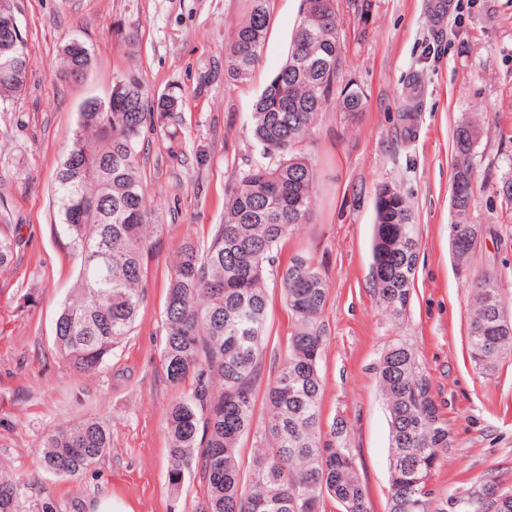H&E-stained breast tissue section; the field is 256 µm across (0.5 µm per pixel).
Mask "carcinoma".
Here are the masks:
<instances>
[{
	"label": "carcinoma",
	"mask_w": 512,
	"mask_h": 512,
	"mask_svg": "<svg viewBox=\"0 0 512 512\" xmlns=\"http://www.w3.org/2000/svg\"><path fill=\"white\" fill-rule=\"evenodd\" d=\"M268 26L267 0H248L246 17L227 43L226 78L251 77ZM342 55L336 0H302L285 63L251 113L263 161L237 174L226 192L224 223L211 225L204 245L185 243L171 270L160 358L171 385L192 383L167 412L168 477L175 491L186 477L200 478L195 512H321L327 499L339 512H372L350 449L337 444L346 429L338 433L333 423L322 432L319 360L328 286L322 265L306 253L278 271L292 332L285 360L266 387L264 447L252 458L247 483L239 462L241 441L255 422L256 383L267 347L265 274L279 244L309 219L314 172L301 147L335 91ZM91 65L92 57L69 44L60 51L63 76ZM28 67L27 55L0 46V104L20 95ZM180 105L178 95L152 96L139 76L124 73L112 84V98L87 100L78 112L55 175L59 223L52 225L76 272L72 295L57 314L54 342L77 373L105 365L143 305L163 225L148 206L139 142L148 125L178 140ZM479 135L469 119L455 132L449 240L461 265L490 231L470 220ZM15 232L12 224L0 227V270L13 262ZM418 250L408 200L396 188L381 186L373 288L393 316L405 314L410 304ZM502 276L485 269L472 281L468 344L472 362L485 373L512 356V319L499 318ZM377 374L391 431L387 512H447L445 505L433 506L430 480L450 432L412 346L390 344ZM111 442L103 423L80 421L43 439L38 468L75 478L95 466ZM495 488L489 479L478 491L456 497L453 512H479L473 503ZM27 502L28 484L0 476V512H30Z\"/></svg>",
	"instance_id": "cac0c4a2"
}]
</instances>
